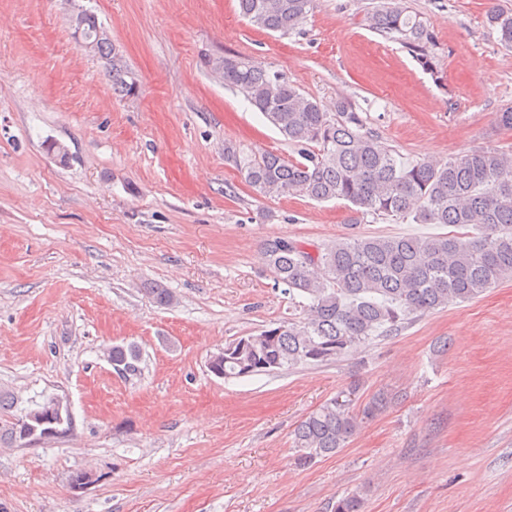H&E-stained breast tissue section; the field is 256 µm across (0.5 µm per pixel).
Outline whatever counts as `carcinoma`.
Wrapping results in <instances>:
<instances>
[{"label":"carcinoma","instance_id":"cac0c4a2","mask_svg":"<svg viewBox=\"0 0 512 512\" xmlns=\"http://www.w3.org/2000/svg\"><path fill=\"white\" fill-rule=\"evenodd\" d=\"M315 2L238 0V6L253 26L284 36L302 28ZM487 22L499 41L512 47V13L492 9ZM369 25L399 41L424 70L434 71L431 34L398 0L371 13ZM90 52L105 60L114 92L135 94L137 81L109 36L93 39ZM210 66L299 147V161L272 152L244 156L236 146L226 147L227 159L257 194L343 200L353 224L372 215L480 231L478 237L360 236L314 248L284 238L267 241L264 252L277 281L290 293L310 296L311 305L302 321L228 342L225 378L337 361L415 316L470 302L512 281V154L482 147L442 163L408 162L382 142L348 100L327 112L252 59L224 56ZM111 357L125 374L138 371V347L114 345ZM361 389L360 382L351 383L299 422L295 466L337 454L387 406L382 394L360 400ZM363 506L362 495L351 493L336 501L334 512H363Z\"/></svg>","mask_w":512,"mask_h":512}]
</instances>
